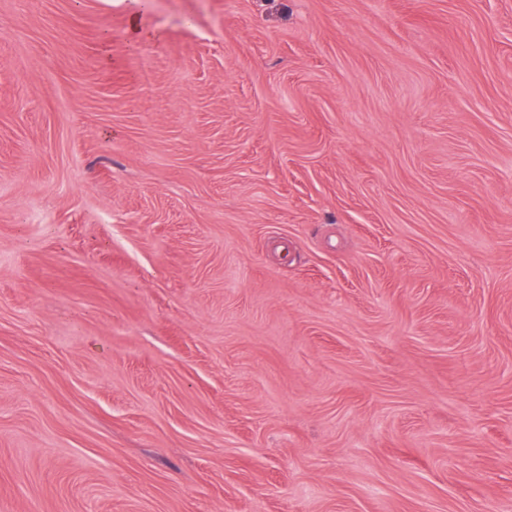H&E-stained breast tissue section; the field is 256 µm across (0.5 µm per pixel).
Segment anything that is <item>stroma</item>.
Masks as SVG:
<instances>
[{
  "instance_id": "1",
  "label": "stroma",
  "mask_w": 512,
  "mask_h": 512,
  "mask_svg": "<svg viewBox=\"0 0 512 512\" xmlns=\"http://www.w3.org/2000/svg\"><path fill=\"white\" fill-rule=\"evenodd\" d=\"M0 512H512V0H0Z\"/></svg>"
}]
</instances>
